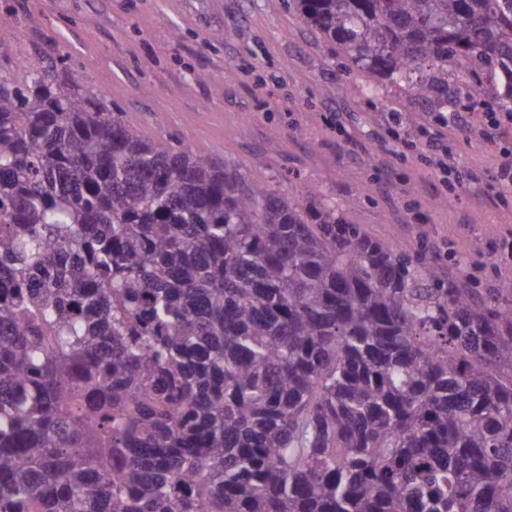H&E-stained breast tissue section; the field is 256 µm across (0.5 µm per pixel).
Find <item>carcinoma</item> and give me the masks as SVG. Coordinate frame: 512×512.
I'll return each instance as SVG.
<instances>
[{
    "instance_id": "obj_1",
    "label": "carcinoma",
    "mask_w": 512,
    "mask_h": 512,
    "mask_svg": "<svg viewBox=\"0 0 512 512\" xmlns=\"http://www.w3.org/2000/svg\"><path fill=\"white\" fill-rule=\"evenodd\" d=\"M409 109L512 113V0H294ZM0 73V512H512V280L476 288Z\"/></svg>"
}]
</instances>
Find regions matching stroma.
Segmentation results:
<instances>
[{
  "label": "stroma",
  "mask_w": 512,
  "mask_h": 512,
  "mask_svg": "<svg viewBox=\"0 0 512 512\" xmlns=\"http://www.w3.org/2000/svg\"><path fill=\"white\" fill-rule=\"evenodd\" d=\"M13 30L0 71L57 63L146 137L173 138L289 194L352 207L359 224L443 275L484 288L512 278L494 242L512 209L488 196L512 149L479 128H443L460 169L440 183L421 150L394 143L388 91L335 57L291 0H0ZM334 95H326V88Z\"/></svg>",
  "instance_id": "obj_1"
}]
</instances>
